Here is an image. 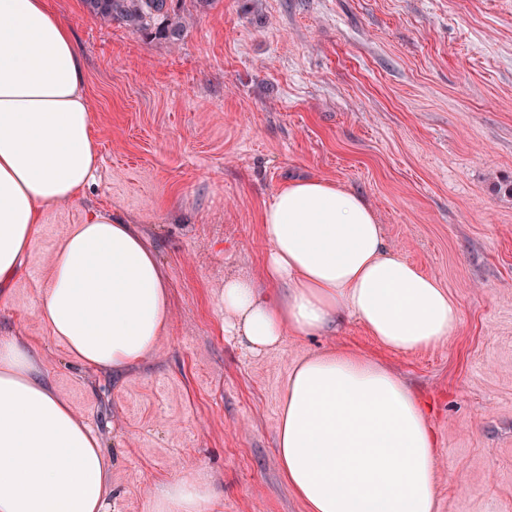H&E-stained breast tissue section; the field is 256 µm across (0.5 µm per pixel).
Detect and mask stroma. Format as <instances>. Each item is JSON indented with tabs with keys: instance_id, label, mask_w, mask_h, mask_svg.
<instances>
[{
	"instance_id": "obj_1",
	"label": "stroma",
	"mask_w": 512,
	"mask_h": 512,
	"mask_svg": "<svg viewBox=\"0 0 512 512\" xmlns=\"http://www.w3.org/2000/svg\"><path fill=\"white\" fill-rule=\"evenodd\" d=\"M82 47L100 168L46 209L0 336L37 347L58 394L102 438L109 512H150L164 484H215L213 512H307L276 436L289 371L341 345L385 361L425 402L436 512H512V0H178V45L49 0ZM319 178L361 195L388 247L434 276L462 319L399 353L357 321L251 353L224 333L225 277L260 276L261 214ZM145 232L167 278V330L121 377L83 367L34 302L91 211Z\"/></svg>"
}]
</instances>
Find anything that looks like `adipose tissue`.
Listing matches in <instances>:
<instances>
[{"mask_svg": "<svg viewBox=\"0 0 512 512\" xmlns=\"http://www.w3.org/2000/svg\"><path fill=\"white\" fill-rule=\"evenodd\" d=\"M98 164L71 26L48 0H0V296L36 246L44 210L80 199ZM262 223V276L224 281V329L251 352L350 318L403 352L458 327V303L386 246L359 194L291 181ZM35 307L80 364L115 374L154 350L170 317L143 232L98 211L56 250ZM276 444L308 512H435L434 440L419 397L376 360L337 349L297 363ZM110 471L99 436L55 392L28 338L0 336V512H107ZM218 497L208 480L179 479L154 495L151 512H208Z\"/></svg>", "mask_w": 512, "mask_h": 512, "instance_id": "ef3b65f1", "label": "adipose tissue"}]
</instances>
